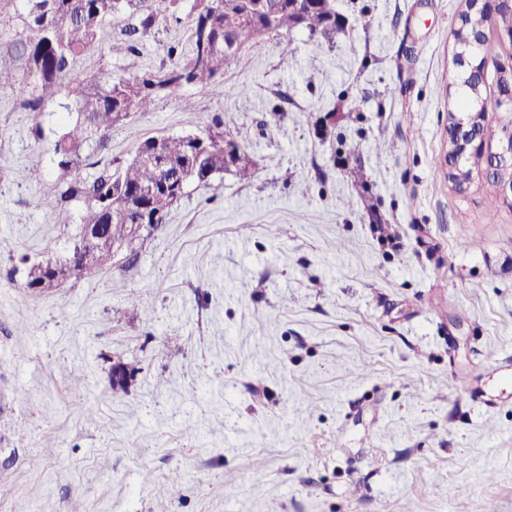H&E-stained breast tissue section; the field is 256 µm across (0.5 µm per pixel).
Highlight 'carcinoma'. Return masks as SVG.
<instances>
[{
    "instance_id": "cac0c4a2",
    "label": "carcinoma",
    "mask_w": 512,
    "mask_h": 512,
    "mask_svg": "<svg viewBox=\"0 0 512 512\" xmlns=\"http://www.w3.org/2000/svg\"><path fill=\"white\" fill-rule=\"evenodd\" d=\"M24 29L16 38L0 42V55L20 61L24 67L15 71L0 66V85H20L19 106L30 112H44L54 103L63 81L78 57L95 47L101 40L105 25L112 17L128 12L121 36L110 44L112 54L136 50V43L151 34L159 25L156 10L146 0H26ZM238 0H192L190 10L189 54L158 73L146 74L133 80L110 76L90 84L81 81L69 83L68 102L61 105L76 120L50 149L63 171L72 174L70 181L43 195L42 204L54 209L64 201L83 198L86 209L78 228H98L91 236L75 235L74 262L79 265L80 279L100 275L112 262V247L131 245L164 222L165 216L185 193L191 183L213 187L218 174L231 171L245 179L252 174L253 162L235 143L236 155L224 150L225 137H206L207 147L199 151L192 136H152L142 141L126 165L112 173L101 172L91 180L80 175V168L89 159L86 148L95 142L103 144L112 126L127 119L134 112L147 110L161 93L178 97L183 87L207 85L224 74L231 53L225 45H234L240 51L248 44H256L266 36L286 37L294 30L307 32L313 42L336 36L339 16L335 0H315V7L295 17L288 13V2L267 0V9L251 15L250 22L238 25L233 14L240 11ZM461 20L465 30H453L455 40L469 33H482L488 16L482 11L464 10ZM501 38L512 43V7H503L497 13ZM35 82L28 81L31 73ZM486 73L476 68L460 79L461 92L456 108L484 120L486 107L483 87ZM497 111L505 113L501 133L512 134V99L497 101ZM164 163L175 177L179 187L162 190L151 197L139 190L156 182L155 164ZM489 157L481 150L465 155L448 178L463 188L471 178L472 170H488ZM134 224H145L141 232Z\"/></svg>"
}]
</instances>
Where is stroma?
Wrapping results in <instances>:
<instances>
[{
    "mask_svg": "<svg viewBox=\"0 0 512 512\" xmlns=\"http://www.w3.org/2000/svg\"><path fill=\"white\" fill-rule=\"evenodd\" d=\"M464 8L336 0L334 45L266 37L132 113L82 176L151 136L217 132L254 174L189 184L134 251L47 294L26 269L71 247L85 207L41 203L66 180L49 144L69 119L0 86V512H512V376L490 371L512 365V199L448 178ZM125 22L73 77H140L190 49L170 19L113 55ZM242 84L247 110L228 95ZM177 473L179 495H157Z\"/></svg>",
    "mask_w": 512,
    "mask_h": 512,
    "instance_id": "1",
    "label": "stroma"
}]
</instances>
